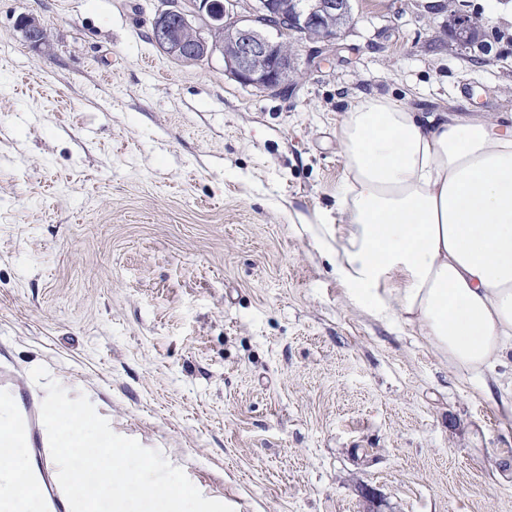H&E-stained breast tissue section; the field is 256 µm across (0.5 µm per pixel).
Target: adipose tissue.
Returning <instances> with one entry per match:
<instances>
[{
  "label": "adipose tissue",
  "mask_w": 512,
  "mask_h": 512,
  "mask_svg": "<svg viewBox=\"0 0 512 512\" xmlns=\"http://www.w3.org/2000/svg\"><path fill=\"white\" fill-rule=\"evenodd\" d=\"M347 217L336 276L376 318L416 327L459 379L512 420V133L479 115L357 101L341 129ZM0 397V512H30L33 461Z\"/></svg>",
  "instance_id": "1"
}]
</instances>
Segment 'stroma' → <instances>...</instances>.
<instances>
[{"label": "stroma", "instance_id": "stroma-1", "mask_svg": "<svg viewBox=\"0 0 512 512\" xmlns=\"http://www.w3.org/2000/svg\"><path fill=\"white\" fill-rule=\"evenodd\" d=\"M459 2L478 46L439 0H354L273 98L162 53L160 0H0V365L234 512H512V420L351 302L328 249L357 100L512 116V0ZM450 2L454 4V7L453 5L451 6L453 9L450 10V17L453 22V34L456 38V41H458L460 44H464L466 36L469 34L467 36V40L465 41L466 46L478 42L482 36L481 30L474 29L471 32L470 30L474 27L481 26V23L459 9L455 1Z\"/></svg>", "mask_w": 512, "mask_h": 512}]
</instances>
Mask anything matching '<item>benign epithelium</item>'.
<instances>
[{"label": "benign epithelium", "instance_id": "obj_1", "mask_svg": "<svg viewBox=\"0 0 512 512\" xmlns=\"http://www.w3.org/2000/svg\"><path fill=\"white\" fill-rule=\"evenodd\" d=\"M352 9V0H165L152 21L151 39L180 61L209 60L218 53L230 77L275 95L296 85L299 76L291 45L305 40L334 49L343 34L339 22ZM450 17L461 44L481 26L456 6ZM19 27L33 46L46 42L38 18L27 16Z\"/></svg>", "mask_w": 512, "mask_h": 512}]
</instances>
